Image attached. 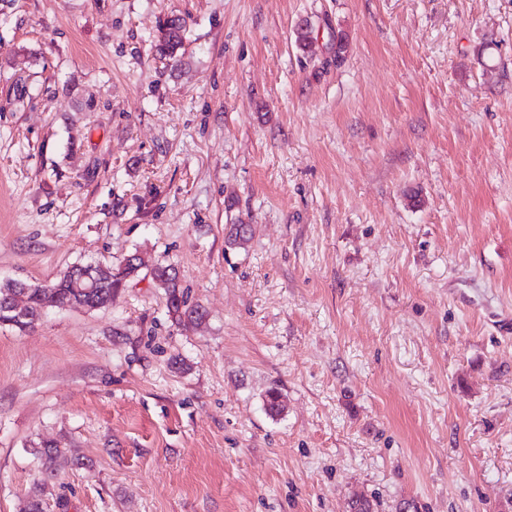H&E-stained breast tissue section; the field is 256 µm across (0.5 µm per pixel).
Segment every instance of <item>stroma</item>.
Listing matches in <instances>:
<instances>
[{
	"label": "stroma",
	"mask_w": 512,
	"mask_h": 512,
	"mask_svg": "<svg viewBox=\"0 0 512 512\" xmlns=\"http://www.w3.org/2000/svg\"><path fill=\"white\" fill-rule=\"evenodd\" d=\"M132 253L0 327V512H504L512 0H0V281ZM184 21L180 18L167 17L160 22L155 37V49L162 57L180 62L178 51L183 44ZM134 262L129 258L125 259L124 264L119 265L117 268H112L110 277L103 279L100 283L99 269L89 270L83 277L88 286L86 288H76L79 286V279L81 277V269L88 267L90 264L79 267L78 265L68 268L56 281L49 285L30 284L24 281L11 280L5 283H0V327L2 326H18L22 320L25 319L24 312L19 307L13 308L16 314L17 324L7 323L10 325H2V322L7 321L10 313H5L6 309H11L10 303L15 295L24 294L27 299L26 316L27 320L23 321V327H16L20 330L31 329L37 321L41 318L42 314L48 308H63L65 305L72 301L81 299L83 303L88 306L90 310H96L105 307L112 300V293L114 290L128 280L138 275L141 267L140 258L133 255ZM88 288H91L88 290ZM153 281L159 288H163L168 312L175 320L200 318V306L191 304L187 294L178 285L176 272L171 265L159 264L151 271ZM39 459V473L44 479H54L59 472L68 464V460L59 448L45 445L37 451Z\"/></svg>",
	"instance_id": "1"
}]
</instances>
